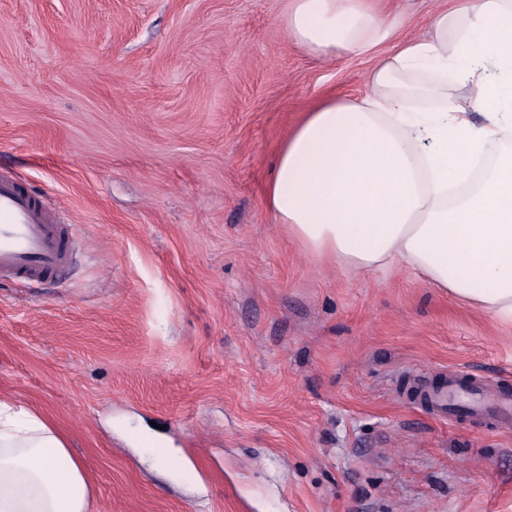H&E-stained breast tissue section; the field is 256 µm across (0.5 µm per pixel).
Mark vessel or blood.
I'll list each match as a JSON object with an SVG mask.
<instances>
[{
  "label": "vessel or blood",
  "mask_w": 512,
  "mask_h": 512,
  "mask_svg": "<svg viewBox=\"0 0 512 512\" xmlns=\"http://www.w3.org/2000/svg\"><path fill=\"white\" fill-rule=\"evenodd\" d=\"M75 242L60 208L37 198L10 172L0 171V280H44L64 273L73 263ZM416 401L448 424L463 411L497 421L512 418V396L491 392L456 371L423 383Z\"/></svg>",
  "instance_id": "b4317fda"
}]
</instances>
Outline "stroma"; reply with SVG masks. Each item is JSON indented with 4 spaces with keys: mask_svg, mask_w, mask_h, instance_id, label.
<instances>
[{
    "mask_svg": "<svg viewBox=\"0 0 512 512\" xmlns=\"http://www.w3.org/2000/svg\"><path fill=\"white\" fill-rule=\"evenodd\" d=\"M429 36L442 0H388ZM288 0H0V169L62 206L69 274L0 281V400L80 459L92 512H512V326L397 266L351 276L269 211L278 148L374 65L295 46ZM180 449L170 474L143 450ZM416 394L417 405L435 418L452 425L461 411L499 420L512 418V396L490 392L480 381L450 371L435 381H426Z\"/></svg>",
    "mask_w": 512,
    "mask_h": 512,
    "instance_id": "obj_1",
    "label": "stroma"
}]
</instances>
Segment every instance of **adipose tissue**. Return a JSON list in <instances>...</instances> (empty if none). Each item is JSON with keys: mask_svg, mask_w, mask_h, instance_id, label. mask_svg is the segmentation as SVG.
<instances>
[{"mask_svg": "<svg viewBox=\"0 0 512 512\" xmlns=\"http://www.w3.org/2000/svg\"><path fill=\"white\" fill-rule=\"evenodd\" d=\"M284 25L317 57L376 63L361 98L323 100L281 144L265 187L279 223L319 260L400 264L512 324V0H452L427 39L380 0H290ZM0 512H90L79 458L6 402Z\"/></svg>", "mask_w": 512, "mask_h": 512, "instance_id": "adipose-tissue-1", "label": "adipose tissue"}]
</instances>
